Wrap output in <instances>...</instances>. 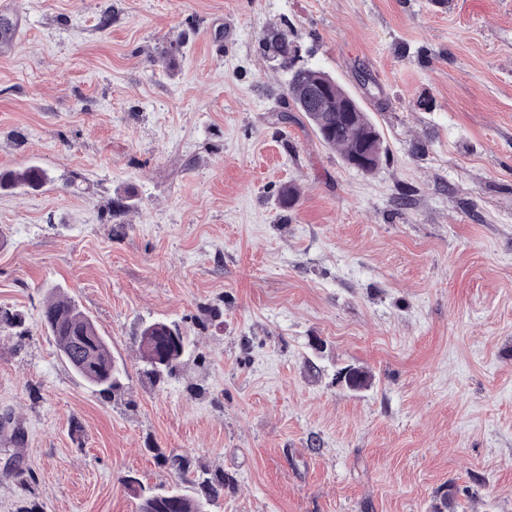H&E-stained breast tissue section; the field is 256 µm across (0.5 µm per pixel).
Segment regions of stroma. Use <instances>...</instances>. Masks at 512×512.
I'll return each instance as SVG.
<instances>
[{"label": "stroma", "instance_id": "stroma-1", "mask_svg": "<svg viewBox=\"0 0 512 512\" xmlns=\"http://www.w3.org/2000/svg\"><path fill=\"white\" fill-rule=\"evenodd\" d=\"M13 2L0 171L52 181L0 188V307L31 329L0 340V512H137L170 455L223 472L206 512H512V0ZM272 30L359 99L375 171L296 111ZM53 290L114 397L41 326ZM158 320L197 345L160 384ZM49 180L47 172L36 165L18 170L0 172V187H24L36 189L44 186ZM40 319L61 357L95 392L108 398L121 388V370L112 361L106 339L71 297L52 292Z\"/></svg>", "mask_w": 512, "mask_h": 512}]
</instances>
